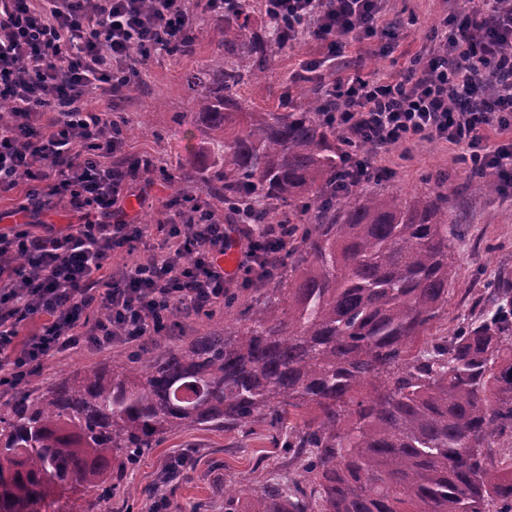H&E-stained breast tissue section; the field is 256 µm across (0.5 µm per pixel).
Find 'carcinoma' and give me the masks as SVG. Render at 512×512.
<instances>
[{
	"mask_svg": "<svg viewBox=\"0 0 512 512\" xmlns=\"http://www.w3.org/2000/svg\"><path fill=\"white\" fill-rule=\"evenodd\" d=\"M224 15V52L188 80L202 190L262 224H293L277 276L235 325L59 375L0 404V512H104L130 468L200 426L288 428L297 479L224 487V512H512V266L478 313L411 357L448 305L462 233L448 195L336 194L346 141L323 88L287 112L237 89L288 49V26ZM320 201L308 216L309 197ZM97 492L93 498L89 493Z\"/></svg>",
	"mask_w": 512,
	"mask_h": 512,
	"instance_id": "1",
	"label": "carcinoma"
}]
</instances>
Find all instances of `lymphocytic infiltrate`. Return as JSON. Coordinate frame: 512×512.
<instances>
[{
  "mask_svg": "<svg viewBox=\"0 0 512 512\" xmlns=\"http://www.w3.org/2000/svg\"><path fill=\"white\" fill-rule=\"evenodd\" d=\"M402 79L382 73L330 84L338 107L329 120L365 150L349 156L338 183L355 188L376 177L380 152L413 141L454 147L460 162L493 174L512 197V9L500 0H467ZM294 18L292 38L324 43L335 62L349 41L388 35L381 0H270ZM183 0H0V100L12 109L0 123V194L27 181L15 211L29 218L67 203L79 223L66 232L0 234V387L31 377L48 356L140 348L182 315L214 311L233 287L262 284L293 233L289 224L254 229L249 216L233 226L213 218L200 197L180 192L167 203L192 204L198 226L157 225L162 240L142 262L100 277L114 248L138 251L147 225L114 219L127 192L112 157L126 139L112 115L91 109L89 91L140 72L131 50L167 49L189 34ZM52 115L49 127L41 113ZM235 249L237 275L224 269ZM42 325L23 338L32 320Z\"/></svg>",
  "mask_w": 512,
  "mask_h": 512,
  "instance_id": "obj_1",
  "label": "lymphocytic infiltrate"
}]
</instances>
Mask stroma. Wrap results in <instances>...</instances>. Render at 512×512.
I'll return each instance as SVG.
<instances>
[{
  "mask_svg": "<svg viewBox=\"0 0 512 512\" xmlns=\"http://www.w3.org/2000/svg\"><path fill=\"white\" fill-rule=\"evenodd\" d=\"M385 24L395 25L397 36L388 55L378 53L380 38L349 42L335 67L324 66L305 72L303 65L324 56L320 42L304 40L276 57L267 67L255 71L238 95L254 110L287 109L295 101V90L303 77L321 84L358 74L381 71L401 78L409 60L428 44L434 25L461 11L464 0H382ZM224 55V20L208 17L191 55L176 57L166 52L152 54L140 65L143 94L120 97L113 92L90 97L91 107L124 118L129 127H147L143 136L127 138L123 161H151V172L136 170L127 179L128 195L121 204L126 220L145 221L165 212V203L178 191L197 189L190 165L205 141L203 130L180 124L178 115L190 111L192 94L186 78L211 59ZM448 145L422 141L390 149L378 159L384 170L380 179L365 183L364 191L409 197L434 188L436 176H445L453 213L464 233L455 248V278L444 315L433 325L437 336L450 335L460 316L469 314L472 299L501 261L512 260V201L498 192L481 194L470 190L462 163ZM127 349L112 348L104 353H75L44 360L38 374L26 388L38 390L60 374L84 365L126 357ZM190 458L179 480L164 483L162 469L170 457ZM284 481L294 477L288 456L277 448L271 432L258 427L249 432L200 428L170 435L145 456L134 469L125 471L123 493L112 499L111 512H150L158 495H166L168 512H190L197 503L209 504V512H224V485L240 481L261 487L268 473Z\"/></svg>",
  "mask_w": 512,
  "mask_h": 512,
  "instance_id": "stroma-1",
  "label": "stroma"
}]
</instances>
